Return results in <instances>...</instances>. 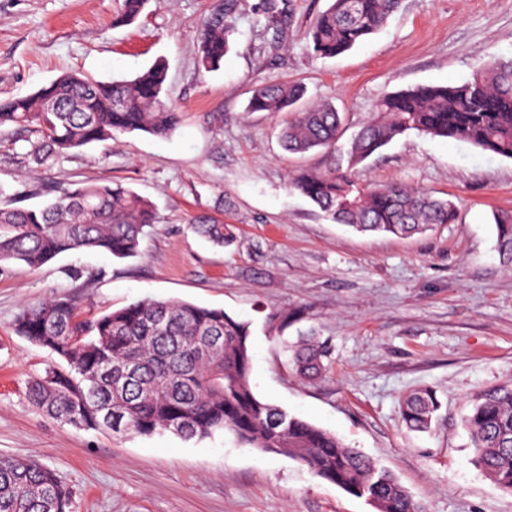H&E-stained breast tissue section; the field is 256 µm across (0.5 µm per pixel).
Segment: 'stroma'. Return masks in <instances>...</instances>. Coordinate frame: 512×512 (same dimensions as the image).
Returning a JSON list of instances; mask_svg holds the SVG:
<instances>
[{
  "instance_id": "35a3bbf8",
  "label": "stroma",
  "mask_w": 512,
  "mask_h": 512,
  "mask_svg": "<svg viewBox=\"0 0 512 512\" xmlns=\"http://www.w3.org/2000/svg\"><path fill=\"white\" fill-rule=\"evenodd\" d=\"M258 0L238 11L219 70L200 68L197 28L216 0H150L113 26L115 0H0V99L68 72L133 77L154 61L182 114L169 135L143 132L70 150L39 166L34 127H0V188L16 207L48 203L74 182H119L150 201L157 222L135 257L80 250L32 269L0 267V455L34 458L71 488L75 512H373L288 456L216 436L183 441L109 436L33 407L29 381L57 358L14 329L20 308L73 295L92 317L145 298L220 308L249 322L258 397L343 438L391 471L425 512H512L472 462L462 420L471 401L512 381V268L497 252L495 214L512 211V159L462 141L409 133L358 167L362 184L402 183L452 201L456 219L410 238L331 221L289 185L323 154L280 142L283 112H251L252 89L298 83L332 103L355 133L387 93L459 85L493 57L512 56V0H403L387 25L350 52L313 56L304 37L329 0ZM233 225L217 247L194 223ZM292 317L272 331L270 314ZM313 336L330 363L299 379L284 345ZM441 403L427 433L401 423L404 396Z\"/></svg>"
}]
</instances>
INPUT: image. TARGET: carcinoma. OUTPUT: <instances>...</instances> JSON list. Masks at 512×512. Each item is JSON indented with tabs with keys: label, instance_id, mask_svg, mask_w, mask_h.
<instances>
[{
	"label": "carcinoma",
	"instance_id": "obj_1",
	"mask_svg": "<svg viewBox=\"0 0 512 512\" xmlns=\"http://www.w3.org/2000/svg\"><path fill=\"white\" fill-rule=\"evenodd\" d=\"M149 0H119L116 25L135 21ZM242 0H224L198 31L200 66L220 68L230 49L233 15ZM402 0H330L305 38L318 57H336L379 31ZM165 67L154 63L130 80L101 81L71 72L29 96L0 100V126L35 125L41 141L33 160L41 165L74 148L144 132L163 136L180 113L164 95ZM304 90L280 82L258 86L253 112H289L282 133L286 150L322 149L323 169H305L291 188L333 221L361 232L411 236L455 219L448 200L389 184L368 189L356 168L394 138L414 131L464 141L512 159V57L492 58L461 85H419L390 93L372 117L338 146L342 118L331 105L299 108ZM156 223L153 205L118 182L75 184L57 190L42 208L0 203V265L20 261L39 268L58 256L96 250L117 259L137 253L145 228ZM498 250L512 265V213L495 216ZM217 245L234 236L229 224L194 225ZM15 330L67 363L49 367L28 386L32 405L47 416L84 430H109L101 417L112 409L122 432L143 437L170 432L184 441L217 432L242 446L284 454L347 493L363 497L375 512H424L409 491L374 460L335 433L259 398L251 384L249 324L221 309L146 298L110 313L79 317L73 297L23 306ZM297 375L315 381L326 370L327 349L315 342L289 347ZM438 409L433 391L402 400L401 419L426 432ZM474 464L512 495V383L493 387L472 403L464 421ZM0 512H74L72 490L37 461L0 456Z\"/></svg>",
	"mask_w": 512,
	"mask_h": 512
}]
</instances>
